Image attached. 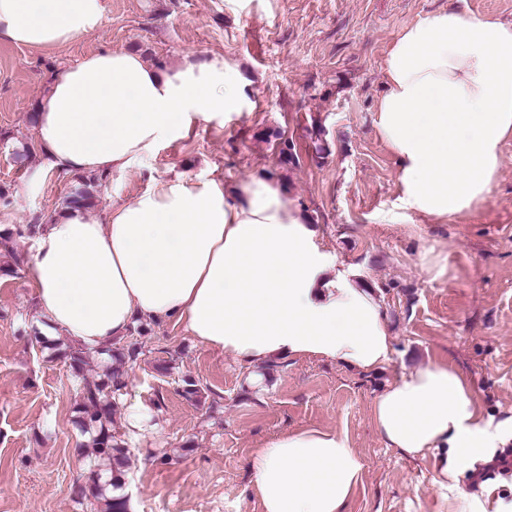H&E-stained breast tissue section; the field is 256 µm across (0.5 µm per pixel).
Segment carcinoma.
Here are the masks:
<instances>
[{
  "mask_svg": "<svg viewBox=\"0 0 512 512\" xmlns=\"http://www.w3.org/2000/svg\"><path fill=\"white\" fill-rule=\"evenodd\" d=\"M91 204L92 194L83 179L64 199L65 207L72 209ZM87 355L89 352L71 346L59 352L60 357L69 360L78 379L79 427L92 435L85 474L73 482L72 491L80 502L93 506V512H127V497L112 495V490L121 487L122 468L129 465L126 448L112 433V415L117 406L116 397L127 385L125 365L137 360L139 351L133 345L110 348L111 362L105 364L103 377L99 379L83 374Z\"/></svg>",
  "mask_w": 512,
  "mask_h": 512,
  "instance_id": "obj_1",
  "label": "carcinoma"
}]
</instances>
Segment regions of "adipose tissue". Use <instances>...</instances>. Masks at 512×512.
I'll list each match as a JSON object with an SVG mask.
<instances>
[{"mask_svg":"<svg viewBox=\"0 0 512 512\" xmlns=\"http://www.w3.org/2000/svg\"><path fill=\"white\" fill-rule=\"evenodd\" d=\"M104 0H0V41L54 49L94 31ZM376 127L399 164L406 215L444 221L488 199L512 137V24L441 10L401 28L387 49ZM244 84L222 57L174 68L104 50L54 76L35 106L38 143L63 173L122 172L201 121L242 111ZM37 316L88 351L136 321H173L199 345L258 367L317 358L366 373L391 360L375 289L320 247L317 234L261 179H152L102 215L68 210L37 232L27 269ZM386 447L415 458L447 450L441 481L454 512H512L475 498L459 474L512 441L483 419L464 377L442 362L392 383L372 403ZM250 494L261 512H344L363 462L336 433L301 429L256 449Z\"/></svg>","mask_w":512,"mask_h":512,"instance_id":"1","label":"adipose tissue"}]
</instances>
